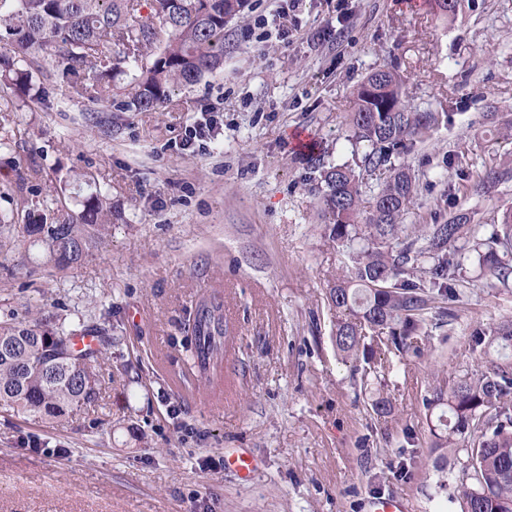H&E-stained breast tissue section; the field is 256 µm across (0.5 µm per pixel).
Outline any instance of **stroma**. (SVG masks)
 Instances as JSON below:
<instances>
[{"instance_id": "obj_1", "label": "stroma", "mask_w": 512, "mask_h": 512, "mask_svg": "<svg viewBox=\"0 0 512 512\" xmlns=\"http://www.w3.org/2000/svg\"><path fill=\"white\" fill-rule=\"evenodd\" d=\"M250 3L227 24L223 69L156 111L0 87V219L42 222L54 194L78 210L90 178L112 202V235L82 264L55 271L26 245L0 255V320L48 309L66 328L110 320L114 337L95 406L61 425L0 411V512H366L399 495L409 512H461L430 465L400 470L399 454L427 456L433 377L476 366L470 333L512 317V288L464 261L456 320L423 328L434 355L386 369L393 410L377 416L332 341L327 288L348 260L323 235L319 173L294 137L354 163V90L398 64L410 103L448 115L408 156L419 193L405 224L458 209L489 222L512 206V179L488 198L470 186L512 160V0H476L448 26L424 0ZM208 111L222 134L183 150ZM210 295L230 334L219 393L191 373L186 326ZM235 448L257 463L251 482L207 465Z\"/></svg>"}]
</instances>
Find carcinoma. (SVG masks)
<instances>
[{
  "label": "carcinoma",
  "mask_w": 512,
  "mask_h": 512,
  "mask_svg": "<svg viewBox=\"0 0 512 512\" xmlns=\"http://www.w3.org/2000/svg\"><path fill=\"white\" fill-rule=\"evenodd\" d=\"M468 0H434L433 16L446 24ZM248 0H0V39L20 67L0 74L26 100H43L29 61L52 62L66 98L107 102L116 93L125 110L153 112L178 87H189L224 63L226 22ZM446 112H416L403 97V80L392 68L371 72L358 86L347 121L358 168L318 166L324 237L346 253L349 265L328 288L334 311L332 339L343 360L424 353L422 325L429 315L444 326L456 318L449 304L459 297L460 258L473 257L490 286L512 284V208L498 224H473L457 210L441 224L402 219L419 184L393 155L409 152L438 126ZM507 174L489 169L472 189L486 195ZM376 177L369 200L365 178ZM75 222L12 224L41 249L48 263L64 269L84 262L112 233V206L101 191L80 201ZM187 326L191 357L207 385L223 374L227 341L224 302L204 297ZM78 336H95L98 348H75ZM481 365L451 380H434L423 398L431 424V452L466 458L453 497L462 512H512V318L471 333ZM102 329L66 330L47 316L35 325L0 322V409L55 422L97 396Z\"/></svg>",
  "instance_id": "cac0c4a2"
}]
</instances>
